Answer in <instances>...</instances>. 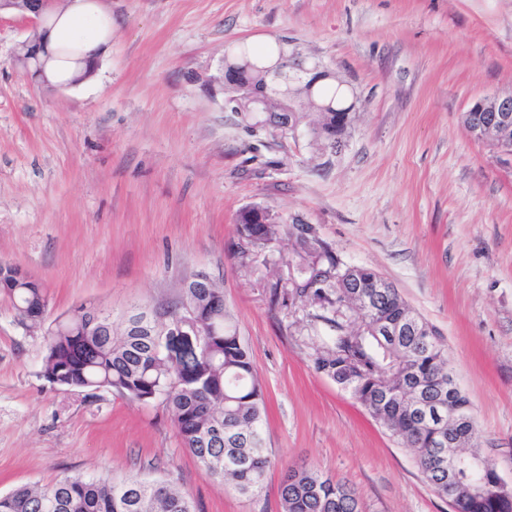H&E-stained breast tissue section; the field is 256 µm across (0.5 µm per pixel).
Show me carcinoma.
Listing matches in <instances>:
<instances>
[{
	"label": "carcinoma",
	"instance_id": "1",
	"mask_svg": "<svg viewBox=\"0 0 512 512\" xmlns=\"http://www.w3.org/2000/svg\"><path fill=\"white\" fill-rule=\"evenodd\" d=\"M80 43L65 40L57 49L67 64L81 57ZM288 47L265 51L243 49L230 61L246 66V81L271 79V71L288 61ZM319 103L342 106L343 87L321 82L313 89ZM286 232L299 245L312 236L318 260L301 266L288 282V295L339 310L353 319L328 318L336 331L331 346L318 354L314 369L347 390L398 443L407 448L425 481L441 498L448 497V468L440 465L441 443L448 438V357L436 330L426 334L405 325L397 336L381 333L401 316L418 317L396 288L363 289L358 283L375 274L367 267H343L332 251L313 236L315 228L292 224H258L239 212L238 240L257 237L258 247ZM19 304L33 310L46 306L44 289L16 291ZM215 288H187L183 301L210 328L190 363L176 364L163 353L165 337L156 322H127L118 335L104 336L93 327L73 323L64 333L45 338L41 376L52 387L90 397L105 388L130 400H161L183 445L212 479L256 496L263 490L270 459L264 437L266 405L252 355L239 335L233 315L216 298ZM455 512H512V494L498 484L493 463L474 472L463 465L457 476ZM0 512H195L191 500L167 479L130 475L119 482L67 475L50 487L18 486L0 495ZM280 512H363L356 491L343 481L325 478L310 468H292L280 485Z\"/></svg>",
	"mask_w": 512,
	"mask_h": 512
}]
</instances>
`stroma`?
Returning a JSON list of instances; mask_svg holds the SVG:
<instances>
[{
	"mask_svg": "<svg viewBox=\"0 0 512 512\" xmlns=\"http://www.w3.org/2000/svg\"><path fill=\"white\" fill-rule=\"evenodd\" d=\"M112 34L93 75L43 84L15 63L30 23L0 14V261L41 282L48 317L82 305L167 321L198 273L222 288L263 385L259 496L205 474L161 401L86 397L40 375L45 328L0 293V494L64 476L173 475L196 512H279L285 471L352 486L364 512H451L413 457L313 366L332 311L287 289L281 235L240 260L250 205L315 227L438 332L471 401V441L512 488V162L461 115L512 91V0H97ZM288 42L356 104L336 148L228 112L206 83L240 47Z\"/></svg>",
	"mask_w": 512,
	"mask_h": 512,
	"instance_id": "stroma-1",
	"label": "stroma"
}]
</instances>
